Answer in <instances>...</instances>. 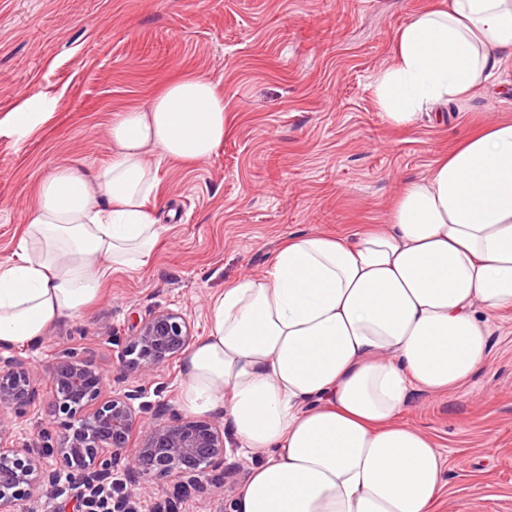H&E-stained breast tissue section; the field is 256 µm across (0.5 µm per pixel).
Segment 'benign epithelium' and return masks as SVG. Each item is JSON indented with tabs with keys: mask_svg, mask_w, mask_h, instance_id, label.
Instances as JSON below:
<instances>
[{
	"mask_svg": "<svg viewBox=\"0 0 512 512\" xmlns=\"http://www.w3.org/2000/svg\"><path fill=\"white\" fill-rule=\"evenodd\" d=\"M194 335L185 318L163 309L138 319L119 351V375L148 379L154 369L181 356ZM47 409L56 438V469L74 481L86 471H110L124 464L138 486L149 491L155 481H177L181 492L199 488L210 473L226 469L224 428L206 418L183 416L163 403L157 423L140 431L134 405L138 391L105 392L111 375L71 349L49 368ZM38 378L18 356L0 358V412L20 419L41 402ZM44 461L32 448H19L0 417V512H33Z\"/></svg>",
	"mask_w": 512,
	"mask_h": 512,
	"instance_id": "obj_1",
	"label": "benign epithelium"
}]
</instances>
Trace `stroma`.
<instances>
[{"mask_svg":"<svg viewBox=\"0 0 512 512\" xmlns=\"http://www.w3.org/2000/svg\"><path fill=\"white\" fill-rule=\"evenodd\" d=\"M423 0H0V118L35 95L32 131H0V261L12 257L39 181L62 166L86 173L112 155L113 113L148 105L182 73L219 83L224 142L208 159L152 155L160 186L149 208L164 231L138 270L116 273L82 313L50 323L26 358L40 381L66 351L116 372L136 318L182 313L194 335L208 304L261 273L288 235L379 223L407 180L423 176L471 119L512 116V61L445 120L389 127L373 93L391 40ZM487 366L456 391L415 394L401 418L445 459L437 512H512V309L489 320ZM183 362L139 384L140 423L179 405ZM230 475L216 472L179 512H224L258 459L225 436Z\"/></svg>","mask_w":512,"mask_h":512,"instance_id":"1","label":"stroma"}]
</instances>
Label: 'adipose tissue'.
Here are the masks:
<instances>
[{
    "label": "adipose tissue",
    "instance_id": "ef3b65f1",
    "mask_svg": "<svg viewBox=\"0 0 512 512\" xmlns=\"http://www.w3.org/2000/svg\"><path fill=\"white\" fill-rule=\"evenodd\" d=\"M510 58L512 0H430L376 76L381 117L411 128L473 98ZM224 124L223 92L185 76L114 114L112 157L93 176H45L0 262V345L34 343L112 273L145 265L162 231L148 155L207 159ZM510 308L512 119H499L407 181L385 223L290 235L263 275L225 288L185 353L182 407L222 412L260 456L238 512H432L443 454L400 416L413 394L453 391L484 366L487 318Z\"/></svg>",
    "mask_w": 512,
    "mask_h": 512
}]
</instances>
